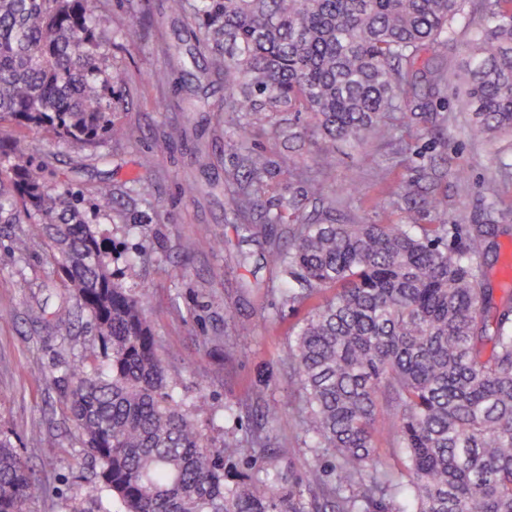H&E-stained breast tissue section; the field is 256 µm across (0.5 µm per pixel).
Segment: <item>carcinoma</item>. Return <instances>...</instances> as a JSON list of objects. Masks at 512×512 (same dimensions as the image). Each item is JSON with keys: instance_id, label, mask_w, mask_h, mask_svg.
I'll return each instance as SVG.
<instances>
[{"instance_id": "carcinoma-1", "label": "carcinoma", "mask_w": 512, "mask_h": 512, "mask_svg": "<svg viewBox=\"0 0 512 512\" xmlns=\"http://www.w3.org/2000/svg\"><path fill=\"white\" fill-rule=\"evenodd\" d=\"M481 5L469 46L464 106L477 135L512 132V11ZM100 0H0V131L41 130L68 145L117 144L124 107ZM467 0H175L195 24L191 56L202 77L224 84V125L237 164L224 171L234 223L263 236L283 276V297L305 302L326 289L288 349L303 396V433L336 460V483L317 494L274 488L247 476L229 484L224 462L264 454L268 437L216 447L195 420L204 391L178 392L144 314L146 291L125 286L105 240L86 219L85 194L59 181L0 136V223L27 224L14 238L24 255L43 242L61 286L76 300L52 315L56 327L86 318L94 341L70 368V419L99 465V492L119 512H512V295L495 300L484 272L493 224H336L335 199L303 178L322 202L311 222L279 232L300 199L256 217L272 161L255 135L318 144L315 165L336 142L361 147L404 94L445 82L432 62L448 52ZM101 182L90 206L112 211ZM406 459L394 477L374 469L381 410ZM36 478L0 433V512H27Z\"/></svg>"}]
</instances>
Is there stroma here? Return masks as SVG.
<instances>
[{"mask_svg": "<svg viewBox=\"0 0 512 512\" xmlns=\"http://www.w3.org/2000/svg\"><path fill=\"white\" fill-rule=\"evenodd\" d=\"M133 5L146 9L148 25L134 36H118ZM480 17L470 4L455 22L456 39L441 62L448 82L433 97L424 125L404 127L391 119L363 147L337 143L333 165L322 170L314 167L313 140L257 138V151L275 163L264 208L276 210L281 197L297 190L296 172L308 170L335 194L340 224H497V259L487 275L496 293L511 288L512 178H501L500 168L512 163V134L474 135L456 96ZM101 25L114 32L112 61L127 73L121 87L127 109L119 119L132 130V143L107 140L99 149L79 150L15 127L14 146L34 161L48 160L53 180L86 192L102 181L115 187L116 213H93L89 220L106 238L113 270L128 287L146 289L147 320L182 389L207 392L208 405L196 412L199 425L218 444L244 442L258 432L269 437L262 462L238 458L236 469L279 484L313 469L318 484L332 485L335 471L318 461L304 437L283 361L307 307L283 299L281 273L268 260L265 239L244 235L232 222L224 172L235 154L224 126L223 84L197 82L171 52L191 29L172 0H102ZM189 179L201 187L192 197L180 192ZM405 182L415 186L407 198L398 191ZM131 189L146 223L122 218ZM19 230L0 223V308L13 314L0 322V433L10 435L40 480L30 512H72L91 500L94 468L67 416L65 373L78 358L79 341L92 334L49 326L70 296L43 245L23 256L11 251ZM136 253L143 261L129 267ZM263 398L280 404L279 420H263ZM41 435L55 440L54 454L41 451Z\"/></svg>", "mask_w": 512, "mask_h": 512, "instance_id": "stroma-1", "label": "stroma"}]
</instances>
